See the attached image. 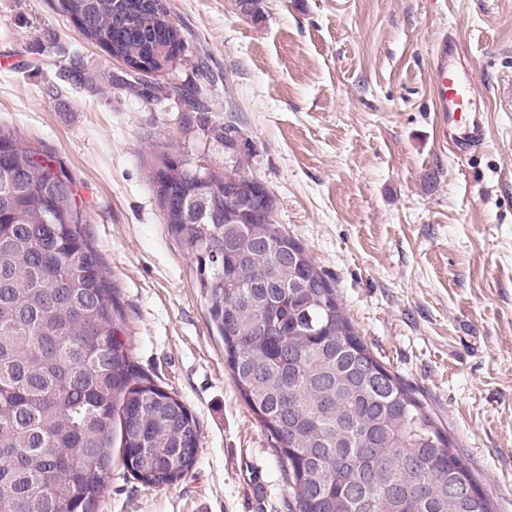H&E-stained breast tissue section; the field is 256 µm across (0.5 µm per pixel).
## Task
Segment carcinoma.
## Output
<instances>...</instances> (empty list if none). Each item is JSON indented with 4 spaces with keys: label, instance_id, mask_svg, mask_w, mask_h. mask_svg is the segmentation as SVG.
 Wrapping results in <instances>:
<instances>
[{
    "label": "carcinoma",
    "instance_id": "carcinoma-1",
    "mask_svg": "<svg viewBox=\"0 0 512 512\" xmlns=\"http://www.w3.org/2000/svg\"><path fill=\"white\" fill-rule=\"evenodd\" d=\"M87 40L157 71L180 30L165 0H60ZM168 228L195 260L242 399L270 434L288 512H493L418 392L374 356L256 178L157 156ZM54 153L0 128V512H97L119 418L127 473L185 477L197 418L135 372L123 311Z\"/></svg>",
    "mask_w": 512,
    "mask_h": 512
}]
</instances>
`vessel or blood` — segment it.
Wrapping results in <instances>:
<instances>
[{"instance_id": "1", "label": "vessel or blood", "mask_w": 512, "mask_h": 512, "mask_svg": "<svg viewBox=\"0 0 512 512\" xmlns=\"http://www.w3.org/2000/svg\"><path fill=\"white\" fill-rule=\"evenodd\" d=\"M460 50L453 35L440 39L430 71V87L444 137L455 152L465 154L484 143L487 126L475 79L456 65Z\"/></svg>"}]
</instances>
